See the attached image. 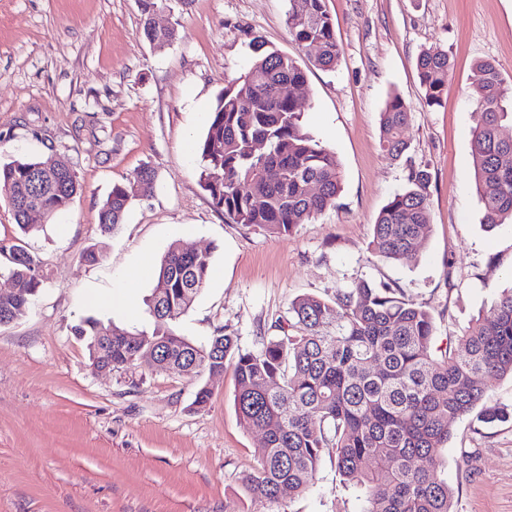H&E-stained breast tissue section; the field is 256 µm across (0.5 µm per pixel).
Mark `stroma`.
Listing matches in <instances>:
<instances>
[{"instance_id":"stroma-1","label":"stroma","mask_w":512,"mask_h":512,"mask_svg":"<svg viewBox=\"0 0 512 512\" xmlns=\"http://www.w3.org/2000/svg\"><path fill=\"white\" fill-rule=\"evenodd\" d=\"M326 6L341 45L333 71L312 66L289 36L288 0H169L161 21L178 36L162 50L142 35L138 0H0V163L57 157L81 185L29 238L45 283L26 317L0 326V512H267L244 486L263 439L239 421L233 368L200 381L145 365L101 374L76 332L89 316L149 325L153 282L135 288L129 311L87 298L174 242L210 251L223 272L177 333L201 344L226 327L245 351L262 348L294 299L329 300L362 280L391 284L427 309L439 350L512 287V223L482 226L470 162L477 62L512 79V0ZM254 34L304 68L302 122L342 174L334 205L288 236L226 221L201 186L195 144L225 79L250 67ZM430 47L447 50L453 65L434 106L415 67ZM394 93L411 111L409 148L396 160L380 147L381 111ZM144 166L156 174L154 194L104 231L103 200ZM417 167L431 174V231L415 260H380L369 248L373 224ZM91 247L99 264L82 259ZM201 382L213 391L203 409L193 405ZM485 402L508 420L469 415L440 451L455 512H512V379L490 380ZM366 506L328 451L309 490L286 503L288 512Z\"/></svg>"}]
</instances>
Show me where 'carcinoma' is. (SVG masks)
I'll list each match as a JSON object with an SVG mask.
<instances>
[{
	"mask_svg": "<svg viewBox=\"0 0 512 512\" xmlns=\"http://www.w3.org/2000/svg\"><path fill=\"white\" fill-rule=\"evenodd\" d=\"M286 26L308 53L312 65L334 70L341 49L326 0H289ZM141 28L150 45L163 48L177 39L170 26L156 30L151 16L168 0H139ZM254 59L247 71L224 86L209 113L198 143L202 187L224 218L233 224L288 236L297 224L314 220L334 204L341 171L333 151L303 127L298 100L280 86L306 84V72L287 55L266 48L259 36L249 42ZM428 105L448 92L452 68L448 51L425 49L416 61ZM481 79L474 104L471 156L484 209L483 223L493 229L512 221V83L490 61L478 63ZM411 112L397 94L381 113L380 145L396 160L408 149L405 132ZM257 142L267 151L254 152ZM429 173L413 168L408 186L395 194L373 224V256L409 261L430 232L427 201ZM318 185L317 193L309 186ZM155 172L139 169L117 183L104 202L99 222L110 232L123 223L130 204L151 196ZM80 184L71 169L55 170L50 156L0 165V199L11 208L22 237L0 243V269L17 293L0 298V321L27 315L43 285L39 265L23 238L39 231L27 210L50 218L65 210ZM211 254L179 243L157 264V284L148 299L153 322L131 329L88 318L78 327L93 358L114 369L141 364L165 370L179 366L191 378L224 373L234 361V406L240 422L265 438L259 464L245 486L265 503L267 512H286L285 499L305 492L325 450H334L336 469L363 488L366 512H454V492L437 478L438 450L453 425L478 412L493 423L507 418L484 406L486 382L512 377V288L493 295L486 313L444 353L432 346L431 314L396 296L388 284L359 282L331 300L301 296L288 315L274 322L278 334L258 352L242 351L238 337L225 329L204 344L176 333L174 324L206 286ZM139 336L135 344L127 340Z\"/></svg>",
	"mask_w": 512,
	"mask_h": 512,
	"instance_id": "obj_1",
	"label": "carcinoma"
}]
</instances>
